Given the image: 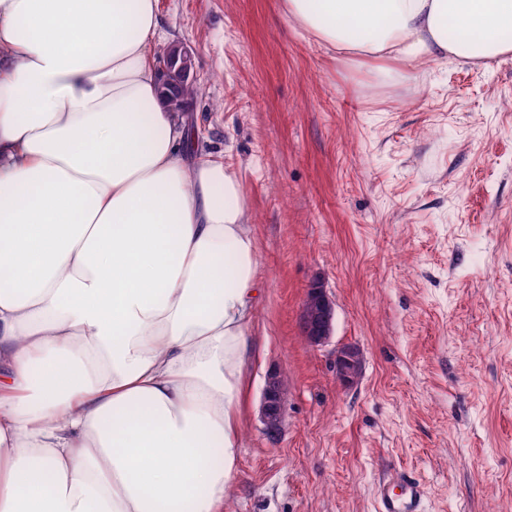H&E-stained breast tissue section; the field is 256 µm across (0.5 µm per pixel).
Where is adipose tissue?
I'll return each mask as SVG.
<instances>
[{
  "instance_id": "1",
  "label": "adipose tissue",
  "mask_w": 512,
  "mask_h": 512,
  "mask_svg": "<svg viewBox=\"0 0 512 512\" xmlns=\"http://www.w3.org/2000/svg\"><path fill=\"white\" fill-rule=\"evenodd\" d=\"M338 52L512 54V0H286ZM159 0H0V512H224L258 301L246 194L160 97Z\"/></svg>"
}]
</instances>
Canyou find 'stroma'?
Instances as JSON below:
<instances>
[{"label": "stroma", "instance_id": "obj_1", "mask_svg": "<svg viewBox=\"0 0 512 512\" xmlns=\"http://www.w3.org/2000/svg\"><path fill=\"white\" fill-rule=\"evenodd\" d=\"M283 4L159 0L196 54V151L241 182L263 284L224 512H376L389 467L424 483V512H512V55L390 84ZM316 281L335 323L311 347L299 316ZM344 344L364 354L351 388L333 366ZM282 377L280 371H272L266 377L260 417L268 433L277 432L283 423L286 389Z\"/></svg>", "mask_w": 512, "mask_h": 512}]
</instances>
